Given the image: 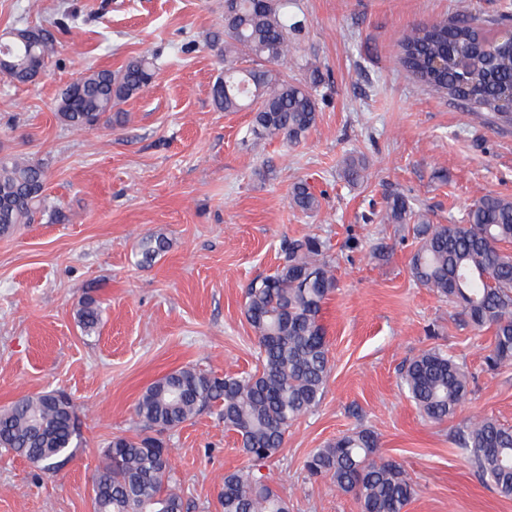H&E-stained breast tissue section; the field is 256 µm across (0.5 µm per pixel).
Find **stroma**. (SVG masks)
I'll list each match as a JSON object with an SVG mask.
<instances>
[{
    "mask_svg": "<svg viewBox=\"0 0 512 512\" xmlns=\"http://www.w3.org/2000/svg\"><path fill=\"white\" fill-rule=\"evenodd\" d=\"M512 15V0H297L305 27L289 78L316 65L318 119L301 143L255 142L254 114L216 108L221 73L211 32L224 0H0V32L46 27L56 52L28 85L0 77V156L41 164L44 209L0 235V409L61 391L77 407L83 446L56 472L0 450V512H94L93 478L114 436H135V404L166 373L256 371L245 289L282 265L281 243L318 235L336 288L322 323L329 376L312 413L258 463L217 409L165 433L184 512H222L228 472L264 475L289 512H361L353 495L304 463L358 428L415 484L407 512H512L452 441L471 415L512 426V366L485 370L490 332L459 327L456 309L412 276L410 225L385 224L388 198L407 197L437 224L460 220L486 194L512 197V125L472 113L420 83L399 60L402 32L460 13ZM146 56L152 82L128 100L123 125L81 131L55 112L61 92L91 69ZM364 180L342 176L349 156ZM305 183L317 211L292 208ZM168 251L140 263L145 237ZM105 312L96 333L76 319L85 296ZM454 355L476 377L469 400L442 423L424 419L400 368L423 350Z\"/></svg>",
    "mask_w": 512,
    "mask_h": 512,
    "instance_id": "obj_1",
    "label": "stroma"
}]
</instances>
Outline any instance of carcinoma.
Wrapping results in <instances>:
<instances>
[{"instance_id":"carcinoma-1","label":"carcinoma","mask_w":512,"mask_h":512,"mask_svg":"<svg viewBox=\"0 0 512 512\" xmlns=\"http://www.w3.org/2000/svg\"><path fill=\"white\" fill-rule=\"evenodd\" d=\"M289 0H224V31L212 35L224 62V77L212 87L215 106L226 112L253 107L250 130L257 142L296 145L317 122L312 89L322 81L316 67L306 81L278 67L291 52L289 34L303 27L288 10ZM402 65L431 91L467 110L512 124V44L499 41L487 20L468 15L418 27L398 39ZM55 40L33 27H14L0 41V75L18 84L45 74ZM154 65L145 56L117 71L91 70L67 86L56 105L64 125L83 130L101 120L122 121L120 105L147 87ZM365 163L346 160L344 177H364ZM43 167L0 156V235L31 222L44 189ZM293 208L307 213L319 201L307 185L291 191ZM382 221L413 224L417 240L410 265L413 277L459 308L460 325L490 329L487 371L512 365V199L487 194L474 201L456 224H435L401 194L392 195ZM168 249L162 236L148 239L147 262ZM284 263L253 280L244 313L258 343L261 369L219 377L192 367L174 370L150 385L135 405L144 427L171 431L211 407H219L224 427L240 437L242 452L255 462L281 449L288 428L319 403L328 374V342L320 322L323 304L336 281L316 235L283 244ZM99 301L87 297L77 311L91 334L102 320ZM402 384L424 417L442 422L467 401L473 376L451 355L430 348L406 363ZM453 443L477 475L505 497L512 496V427L482 416L458 428ZM75 405L60 392L21 398L0 410V448L26 458L45 472L59 468L80 447ZM94 490L95 512H183L164 442L152 436H116ZM312 476H328L359 501L361 512H405L415 484L400 464L378 455V437L360 428L344 434L306 459ZM223 512H288V503L263 477L224 475Z\"/></svg>"}]
</instances>
